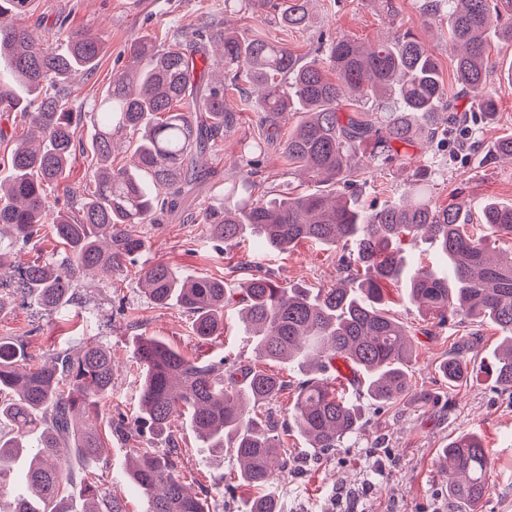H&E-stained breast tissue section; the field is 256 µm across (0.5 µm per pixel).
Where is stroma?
I'll use <instances>...</instances> for the list:
<instances>
[{
    "label": "stroma",
    "mask_w": 512,
    "mask_h": 512,
    "mask_svg": "<svg viewBox=\"0 0 512 512\" xmlns=\"http://www.w3.org/2000/svg\"><path fill=\"white\" fill-rule=\"evenodd\" d=\"M422 2L395 0L399 18L434 51L445 85L453 86L448 28L434 20L425 21ZM311 9L307 29L288 30L270 22L256 23L247 13L225 14L219 0H33L28 23L43 34L63 26L102 35L104 50L95 72L77 73L68 81L73 103L87 106L113 74L124 68L131 38H165L176 30L194 29L207 17H225L228 26L241 31L259 28L268 38L288 44L302 55L323 34L370 45L386 39L392 31L378 0H312ZM490 48L496 61L490 78L497 99L495 122L478 127L462 153L451 146L437 153L410 147L405 169L380 158L368 161L360 193L366 206L390 200L398 189L408 186L413 169L420 166L430 169L426 192L434 202L464 200L470 204L468 231H484L480 208L486 200L512 203V161L490 157L493 142L512 133V47L494 38ZM225 103L238 108V125L206 155L210 177L197 190L194 205L199 210L219 207L225 185L240 175L233 165L238 141L257 131L255 110L239 109L235 95L227 96ZM261 171L268 186L280 192H308L315 187L308 178L288 172L286 161L275 152L265 157ZM139 230L147 250L137 264L123 266L108 279L85 277L64 313L43 311L16 278H0V336L21 343L31 365H42L60 351L77 353L89 346L111 349L115 360L112 395L98 419L109 436L96 468L97 484L104 495L123 492L129 512H144L146 503L126 485L131 444L110 434L109 429L118 422L132 421L138 410V374L127 360L135 336L160 338L191 359L223 356L243 365L261 364L288 383L273 404L282 418L293 405V386L301 377L291 365L257 361L236 311L226 312L224 334L216 341L194 336L187 314L150 304L139 280V266L162 261L183 275L223 278L231 288L243 278L234 267L235 259L242 256L249 257L255 269L288 284L323 288L339 276L338 250L312 241L280 255L255 249L251 235L222 249L209 239L204 225L185 224L170 216L160 224L140 225ZM385 302L412 334L415 358L410 376L415 391L437 395L439 403L424 406L407 399L378 409L363 401L362 435L327 454L310 448L297 431L285 434L283 443L292 466L288 476L276 481L282 512H456V504L448 500V477L440 467V450L462 432L481 436L491 462L480 512H512V397L496 390L484 372L478 371L467 384L452 387L438 370L449 352L465 341L472 346V364H480L499 345L500 330L488 321L457 319L439 325L426 320L399 288H388ZM172 439L182 470L189 475L193 489L206 495L211 512H242L251 489L239 488L232 498L224 494L225 481L235 477L232 454L213 456L189 425L179 421L174 424Z\"/></svg>",
    "instance_id": "obj_1"
}]
</instances>
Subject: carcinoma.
<instances>
[{
  "label": "carcinoma",
  "mask_w": 512,
  "mask_h": 512,
  "mask_svg": "<svg viewBox=\"0 0 512 512\" xmlns=\"http://www.w3.org/2000/svg\"><path fill=\"white\" fill-rule=\"evenodd\" d=\"M311 0H224V13L271 17L294 30L310 20ZM32 0H0V112H17L28 124L26 141L7 157L0 181V241L29 243L51 223L63 245L60 260H34L19 270L34 302L48 313L70 304L89 272L110 275L145 249L141 224L191 207L197 183L208 172L200 159L236 125L224 92L247 105L257 92L258 133L239 139V182L224 211L207 210L198 223L217 242L249 233L265 248L288 253L302 241L340 249L341 276L330 288L290 286L269 274H248L234 293L220 278L178 275L162 261L140 270L144 292L159 308L176 307L192 319L194 335L224 334V311L240 315L257 358L286 360L305 374L297 383L289 421L312 448H339L363 431L358 399L320 375L342 360L362 374V391L389 405L413 394V347L407 328L385 308L384 287L403 288L422 314L441 325L452 316L490 321L501 343L487 374L512 394V253L493 257L482 236L465 230L467 203L437 205L412 187L377 210L364 207L356 190L364 170L361 148L372 157L403 160L399 147L418 140L439 145L469 122L457 93L474 98L491 122L497 113L489 87L490 30L512 45V0H423L429 19L448 20L457 93L449 92L433 52L410 30L376 46L338 37L305 58L284 43L205 20L191 33L175 31L161 45L137 37L124 69L91 110L69 108V78L93 72L103 40L59 27L34 36L27 24ZM302 118L288 138L280 127L288 113ZM97 166L86 176L93 189L68 195L65 209L47 215V190L69 181L71 161L85 128ZM132 135L130 165L112 164L114 141ZM278 149L288 168L322 190L301 194L262 191L254 181L266 154ZM482 222L512 236V205L487 201ZM426 235L448 257V275L407 267L404 243ZM141 368L139 414L133 426L154 438L170 437L173 421L188 420L212 452L229 449L239 484L262 490L248 512H280L272 490L288 469L272 404L284 388L273 373L224 358L191 360L164 341L141 335L129 349ZM14 339L0 337V477L15 462L25 489L9 512H127L120 493L103 496L90 475L104 440L100 407L112 395V351L88 347L77 357L63 352L50 364L28 365ZM448 385L468 378L464 348L439 364ZM448 467V499L476 506L490 463L480 437L459 434L441 449ZM128 483L146 497V512H210L206 498L187 486L174 448L130 449Z\"/></svg>",
  "instance_id": "cac0c4a2"
}]
</instances>
